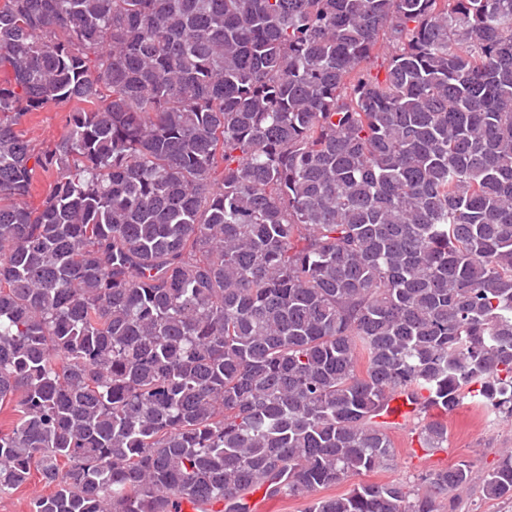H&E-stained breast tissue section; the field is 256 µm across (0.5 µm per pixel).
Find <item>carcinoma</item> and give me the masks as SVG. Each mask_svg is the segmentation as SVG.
Wrapping results in <instances>:
<instances>
[{"label": "carcinoma", "instance_id": "carcinoma-1", "mask_svg": "<svg viewBox=\"0 0 512 512\" xmlns=\"http://www.w3.org/2000/svg\"><path fill=\"white\" fill-rule=\"evenodd\" d=\"M0 67V496L438 512L471 483L314 496L393 466L391 392L512 420V0H4ZM72 102L34 153L20 119ZM482 490L512 499V449ZM57 179V174L53 170L35 168L31 175L30 189L23 202L32 209L40 208L43 201L52 192ZM269 500L272 498L266 499L262 502L259 507V510L266 512L269 510L265 507V504H269ZM307 500L302 497H288V496H278L274 501L269 504V508L271 512H304L306 507Z\"/></svg>", "mask_w": 512, "mask_h": 512}]
</instances>
